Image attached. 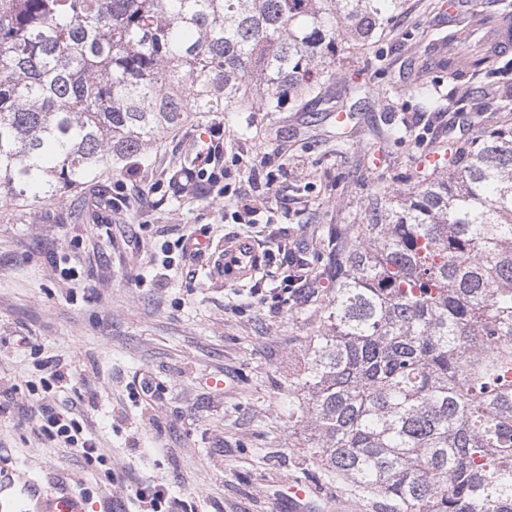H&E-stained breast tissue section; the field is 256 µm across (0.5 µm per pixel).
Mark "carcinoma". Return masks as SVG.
<instances>
[{"mask_svg": "<svg viewBox=\"0 0 512 512\" xmlns=\"http://www.w3.org/2000/svg\"><path fill=\"white\" fill-rule=\"evenodd\" d=\"M403 0H0V202L35 210L144 157L159 133L243 102L329 97ZM493 49L440 66L497 84ZM394 96L433 105L424 70ZM435 150L405 193L327 233L300 401L327 471L384 512H512V121Z\"/></svg>", "mask_w": 512, "mask_h": 512, "instance_id": "obj_1", "label": "carcinoma"}]
</instances>
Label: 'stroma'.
I'll return each instance as SVG.
<instances>
[{
    "label": "stroma",
    "mask_w": 512,
    "mask_h": 512,
    "mask_svg": "<svg viewBox=\"0 0 512 512\" xmlns=\"http://www.w3.org/2000/svg\"><path fill=\"white\" fill-rule=\"evenodd\" d=\"M447 13L448 0H404L389 35L340 56L337 75L364 88L343 108L355 132L346 143L319 104L246 105L160 134L133 172L34 211L0 208V476L80 494L87 512H289L299 483L310 489L308 512L338 501L344 512H376L302 461L308 431L288 403L321 316L316 303L294 300L292 268L267 249L287 228L288 245L320 273L329 227L349 223L379 190L406 191L425 155L471 141L487 122L448 101L435 44ZM420 67L433 79L432 109L387 93ZM200 127L221 185L268 197L258 217L235 216L203 181L186 184L182 159ZM401 127L405 137L394 138ZM267 153L280 165L271 183L246 171ZM232 237L253 242L261 268L227 283L213 273V250ZM70 267L77 280L64 278ZM59 358L71 378L46 387V364ZM145 375L159 388L148 402L137 394ZM43 404L80 414L102 459L41 435L33 417ZM154 482L166 485L164 501L135 500L137 485Z\"/></svg>",
    "instance_id": "stroma-1"
}]
</instances>
